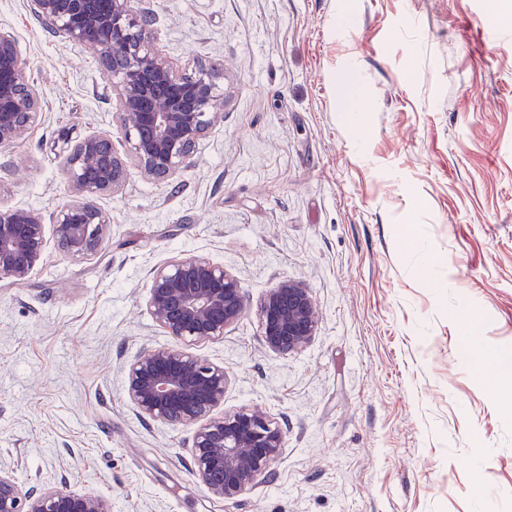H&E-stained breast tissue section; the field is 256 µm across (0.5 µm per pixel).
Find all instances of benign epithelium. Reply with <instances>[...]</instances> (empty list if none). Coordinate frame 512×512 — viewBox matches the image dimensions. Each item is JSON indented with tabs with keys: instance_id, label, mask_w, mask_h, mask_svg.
<instances>
[{
	"instance_id": "7a95c632",
	"label": "benign epithelium",
	"mask_w": 512,
	"mask_h": 512,
	"mask_svg": "<svg viewBox=\"0 0 512 512\" xmlns=\"http://www.w3.org/2000/svg\"><path fill=\"white\" fill-rule=\"evenodd\" d=\"M33 12L56 36L95 49L118 98L116 119L127 156L112 135L85 137L64 161L73 201L52 224L57 246L72 257L99 251L109 218L94 200L117 192L133 160L141 175L164 181L187 165L199 140L220 111L216 74L204 66L178 73L153 48V14L131 8L130 0H32ZM43 108L26 76L14 37L0 30V147L19 140ZM46 247L45 219L31 208H0V277L24 280ZM147 306L176 345L143 349L124 366L125 392L149 421L194 428L192 458L207 491L234 500L258 478L283 448L281 427L259 409L216 416L224 403L227 375L186 349L224 339V331L246 311L240 281L223 266L186 256L154 269ZM264 345L288 356L315 337L318 313L309 288L283 280L269 289L258 309ZM0 512H112L92 493L48 487L22 490L0 470Z\"/></svg>"
}]
</instances>
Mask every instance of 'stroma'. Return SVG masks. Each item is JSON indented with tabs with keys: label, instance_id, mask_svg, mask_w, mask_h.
<instances>
[{
	"label": "stroma",
	"instance_id": "stroma-1",
	"mask_svg": "<svg viewBox=\"0 0 512 512\" xmlns=\"http://www.w3.org/2000/svg\"><path fill=\"white\" fill-rule=\"evenodd\" d=\"M132 0L178 68L215 69L223 117L187 168L132 174L98 198L96 254L47 243L0 278V469L112 512H512V383L464 351L512 355V39L493 0ZM43 110L0 147V207L52 219L62 163L108 133L112 82L94 50L53 36L31 0H0ZM232 271L248 298L223 340V411L281 424L271 475L237 499L200 483L187 428L144 420L123 366L171 345L152 271L183 255ZM319 318L279 356L257 305L278 281Z\"/></svg>",
	"mask_w": 512,
	"mask_h": 512
}]
</instances>
